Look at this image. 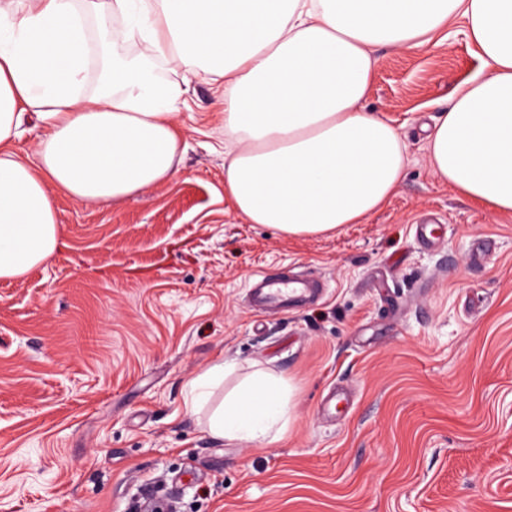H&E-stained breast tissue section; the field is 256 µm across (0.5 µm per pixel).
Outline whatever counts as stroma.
I'll return each instance as SVG.
<instances>
[{
  "mask_svg": "<svg viewBox=\"0 0 512 512\" xmlns=\"http://www.w3.org/2000/svg\"><path fill=\"white\" fill-rule=\"evenodd\" d=\"M363 107L408 151L364 223L291 238L224 193L221 88L182 86L175 175L144 194H57L59 249L0 279V512H512V214L434 175L426 128L480 66L460 38L381 47ZM445 224L420 245L417 223ZM289 270L315 299L251 307ZM234 364L290 388L281 439L216 440L190 383Z\"/></svg>",
  "mask_w": 512,
  "mask_h": 512,
  "instance_id": "1",
  "label": "stroma"
}]
</instances>
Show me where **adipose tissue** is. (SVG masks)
<instances>
[{"label": "adipose tissue", "mask_w": 512, "mask_h": 512, "mask_svg": "<svg viewBox=\"0 0 512 512\" xmlns=\"http://www.w3.org/2000/svg\"><path fill=\"white\" fill-rule=\"evenodd\" d=\"M456 25L481 66L434 123L429 160L488 216L512 213V0H0V279L58 250L55 192L97 203L174 175L182 89L158 60L223 81L224 192L245 220L289 237L363 223L406 165L394 126L362 107L375 49L420 47ZM121 43L137 56L111 54ZM98 59L104 76L89 96L83 78ZM29 113L44 129L32 164L3 149ZM286 409L285 382L259 372L206 428L263 443Z\"/></svg>", "instance_id": "obj_1"}]
</instances>
